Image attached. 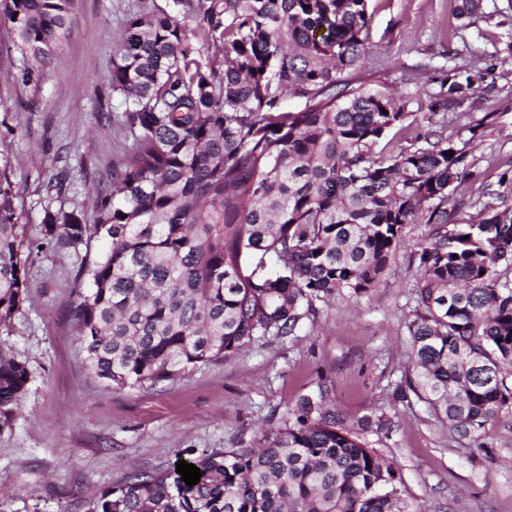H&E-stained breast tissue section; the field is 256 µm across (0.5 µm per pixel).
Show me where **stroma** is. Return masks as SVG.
I'll return each instance as SVG.
<instances>
[{
    "instance_id": "35a3bbf8",
    "label": "stroma",
    "mask_w": 512,
    "mask_h": 512,
    "mask_svg": "<svg viewBox=\"0 0 512 512\" xmlns=\"http://www.w3.org/2000/svg\"><path fill=\"white\" fill-rule=\"evenodd\" d=\"M143 0H74L72 31L29 82L0 21V153L7 155L24 226L26 297L0 329V354L32 374L12 428L0 431V512H88L101 490L137 469L171 466L187 448H246L303 395L325 389L347 421L385 415L363 433L395 463L404 497L420 512H512V410L486 447L458 438L416 395L393 397L412 374L407 324L419 274L412 260L428 229L405 225L390 271L369 293L317 301L296 333L258 336L240 353L154 388L118 391L89 371L77 342L86 255L42 233L47 212L93 218L96 192L132 140L123 106L104 82L123 20ZM457 0H368L369 53L346 78L407 98L410 134L428 129L427 105L451 69L483 71L470 103L448 110L444 134L471 144L476 167L454 197L457 220H476L484 185L512 209V0H481L472 20ZM481 126L472 139L470 129Z\"/></svg>"
}]
</instances>
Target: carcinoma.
<instances>
[{
    "label": "carcinoma",
    "mask_w": 512,
    "mask_h": 512,
    "mask_svg": "<svg viewBox=\"0 0 512 512\" xmlns=\"http://www.w3.org/2000/svg\"><path fill=\"white\" fill-rule=\"evenodd\" d=\"M27 82L71 30L73 0H3ZM195 19L223 70L194 55ZM366 0H166L127 16L107 83L122 95L130 150L113 164L95 218L49 212L45 236L85 256L76 330L92 373L114 390L155 387L224 360L255 336H288L313 302L360 297L389 269L407 224L429 232L408 324L415 380L460 437L484 447L512 408V210L482 188L480 219L448 197L475 160L443 132L379 144L408 117L385 92L353 87L368 53ZM478 73L448 71L430 117L470 101ZM304 100L286 111L285 94ZM0 157V327L25 294L24 225ZM26 361L0 355V430L28 389ZM201 470L126 473L89 512H412L395 464L326 403L302 396L255 448H187Z\"/></svg>",
    "instance_id": "carcinoma-1"
}]
</instances>
